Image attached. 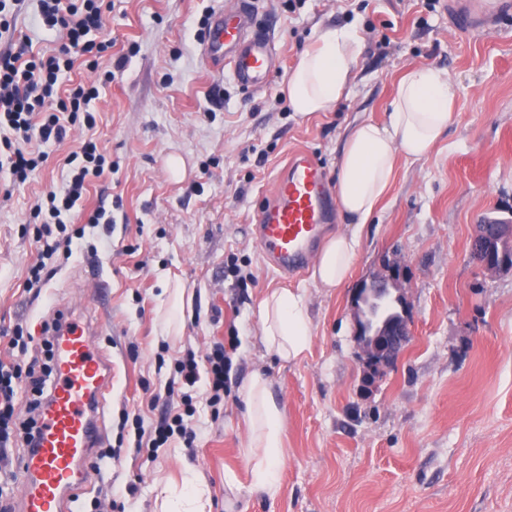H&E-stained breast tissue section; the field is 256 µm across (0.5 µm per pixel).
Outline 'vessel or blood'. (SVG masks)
I'll use <instances>...</instances> for the list:
<instances>
[{
  "label": "vessel or blood",
  "mask_w": 512,
  "mask_h": 512,
  "mask_svg": "<svg viewBox=\"0 0 512 512\" xmlns=\"http://www.w3.org/2000/svg\"><path fill=\"white\" fill-rule=\"evenodd\" d=\"M247 7L235 0L214 15L202 44L207 64L229 66L245 89L265 86L274 73L268 42L248 32ZM512 13V0H473L455 17L466 33ZM336 199L320 165L304 155L278 174L256 216L253 235L268 265L295 273L308 265ZM54 384L34 438L15 472L19 512H74L86 482L82 460L100 443V408L112 386V363L93 339V322L69 317L52 329Z\"/></svg>",
  "instance_id": "vessel-or-blood-1"
}]
</instances>
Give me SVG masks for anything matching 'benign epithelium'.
Masks as SVG:
<instances>
[{"mask_svg":"<svg viewBox=\"0 0 512 512\" xmlns=\"http://www.w3.org/2000/svg\"><path fill=\"white\" fill-rule=\"evenodd\" d=\"M511 237L512 224H500L492 234L487 225L480 224L474 241L478 249L492 253L496 243ZM385 268L386 274L361 281L351 299L358 360L370 378L393 366L412 335L400 270L390 264Z\"/></svg>","mask_w":512,"mask_h":512,"instance_id":"7a95c632","label":"benign epithelium"}]
</instances>
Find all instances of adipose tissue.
Masks as SVG:
<instances>
[{"mask_svg":"<svg viewBox=\"0 0 512 512\" xmlns=\"http://www.w3.org/2000/svg\"><path fill=\"white\" fill-rule=\"evenodd\" d=\"M360 52L352 31L321 30L314 49L301 55L288 77L293 112L306 118L330 109L350 85ZM456 97L457 87L446 72L412 66L399 81L386 120H366L348 132L336 158V203L355 229L336 233L321 249L311 273L315 286L337 289L350 281L361 248L358 226L370 222L391 190L398 157L419 160L436 146L454 119ZM259 321L266 351L288 362L309 352L312 332L305 292L291 288L269 292L259 304ZM244 396L248 430L244 457L250 487L273 499L281 490L283 413L262 375L251 377Z\"/></svg>","mask_w":512,"mask_h":512,"instance_id":"1","label":"adipose tissue"}]
</instances>
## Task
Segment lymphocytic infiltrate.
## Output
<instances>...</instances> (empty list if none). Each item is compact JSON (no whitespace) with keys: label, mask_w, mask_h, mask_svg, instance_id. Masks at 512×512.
<instances>
[{"label":"lymphocytic infiltrate","mask_w":512,"mask_h":512,"mask_svg":"<svg viewBox=\"0 0 512 512\" xmlns=\"http://www.w3.org/2000/svg\"><path fill=\"white\" fill-rule=\"evenodd\" d=\"M40 14L49 27L65 31L68 40L61 56L47 59L36 57L27 37L16 39L13 47L0 57V130L6 138L0 145L9 152L12 173L17 180H26L39 165L41 157L29 150L32 137L42 141L63 140L67 126L84 121L94 125L92 113L85 107L96 98V87H77L67 98L57 99L56 84L62 69L71 68L73 54L86 55L105 49V42L90 40L91 32L102 30L104 18L99 0H39ZM107 158L96 142L85 141L65 158L71 167V180L60 204L49 207L52 218L70 211L80 200L87 185L103 175ZM231 362L224 346H216L208 355L209 377L206 388H199L200 374L194 356L180 360L177 380L167 381V388L184 386L185 406H192L193 396L205 391L216 402L225 390L226 369ZM29 387L45 391L46 375L37 373L34 366L17 362L0 363V448L8 447L16 426L14 399L19 389Z\"/></svg>","instance_id":"obj_1"}]
</instances>
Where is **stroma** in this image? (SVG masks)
Masks as SVG:
<instances>
[{
    "label": "stroma",
    "mask_w": 512,
    "mask_h": 512,
    "mask_svg": "<svg viewBox=\"0 0 512 512\" xmlns=\"http://www.w3.org/2000/svg\"><path fill=\"white\" fill-rule=\"evenodd\" d=\"M225 0H104L101 54L77 57L63 90L96 86L95 126H70L39 144L45 159L26 181L0 167V331L22 329L24 362L46 368L47 326L90 314L112 359L101 409V450L86 465L84 512H161L160 491H183L185 468L208 485L213 512H512V269L470 257L478 224L512 220V17L490 32L456 31L445 0H252V20L273 43L266 86L244 90L209 67L201 30ZM18 34L44 55L67 42L25 0ZM354 29L362 52L347 92L302 119L286 83L324 28ZM448 72L456 115L424 158L398 159L380 212L364 225L351 285L315 287L310 271L269 268L252 237L257 209L287 162L308 154L336 177L347 132L382 121L405 69ZM112 162L64 214L71 239L43 258L36 230L49 193L63 194L66 156L85 140ZM184 163L173 176L169 157ZM103 208V224L84 213ZM45 261L48 277L27 283ZM397 263L412 337L372 386L353 340L354 283ZM253 274L245 286L240 275ZM184 290L181 331L167 326L171 292ZM276 288L307 291L312 345L298 362L264 350L258 318ZM236 337L223 399H197L192 446L134 445V417L154 428L183 412L165 392L179 360L204 358ZM272 383L285 417L282 491L250 489L241 389L253 373ZM241 486L224 488L225 468Z\"/></svg>",
    "instance_id": "1"
}]
</instances>
